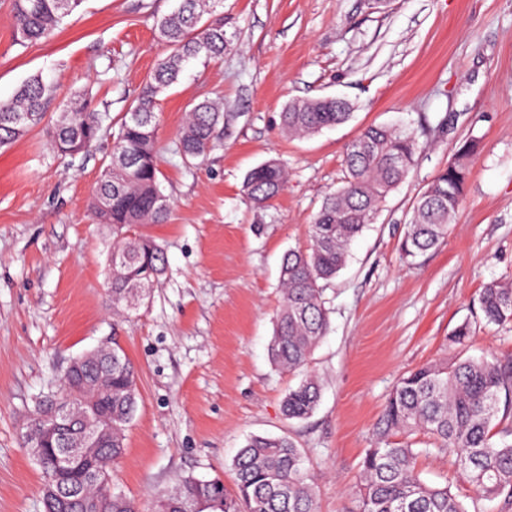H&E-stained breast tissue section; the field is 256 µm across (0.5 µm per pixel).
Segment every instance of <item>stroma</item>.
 Masks as SVG:
<instances>
[{"label": "stroma", "instance_id": "obj_1", "mask_svg": "<svg viewBox=\"0 0 512 512\" xmlns=\"http://www.w3.org/2000/svg\"><path fill=\"white\" fill-rule=\"evenodd\" d=\"M174 0H81L50 40L12 41L0 0V100L39 75L54 87L44 125L0 148V512H42L43 474L23 446L42 395L70 362L117 341L139 399L112 484L150 512L154 496L187 476L223 477L250 436L286 435L303 454L318 512H357L360 465L398 380L454 359L512 356V324L478 322L488 284L512 283V0H224L231 40L221 61H193L159 98V181L171 211L137 226L166 253L164 274L136 311H112V227L90 208L112 153L104 135L87 153L54 154L47 134L74 91L118 119L168 49L155 21ZM343 97L346 123L292 138L280 114L295 99ZM219 98L230 115L202 163L172 151L188 110ZM418 138L417 162L350 246L324 290L328 330L307 366L323 395L288 420L281 404L300 374L278 370L267 346L281 305L279 270L306 246L324 198L345 174L347 146L371 125ZM470 136L479 150L453 230L405 263L399 244L416 196ZM279 160L284 191L253 208L249 170ZM469 321L465 350L449 341ZM429 483L470 495L448 450L415 434Z\"/></svg>", "mask_w": 512, "mask_h": 512}]
</instances>
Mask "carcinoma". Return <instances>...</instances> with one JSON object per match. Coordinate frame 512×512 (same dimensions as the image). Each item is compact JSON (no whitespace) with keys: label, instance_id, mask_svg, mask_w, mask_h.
I'll list each match as a JSON object with an SVG mask.
<instances>
[{"label":"carcinoma","instance_id":"1","mask_svg":"<svg viewBox=\"0 0 512 512\" xmlns=\"http://www.w3.org/2000/svg\"><path fill=\"white\" fill-rule=\"evenodd\" d=\"M80 0H12L13 39L22 45L50 38ZM223 0H179L176 8L156 22L159 40L169 53L155 67L138 97L118 119L112 132L110 163L91 201L94 216L112 225V310L138 306L165 270L162 247L146 235H132L140 224H162L170 201L160 190L156 135L157 97L178 82L186 63L199 57L219 61L229 40L224 20L213 17ZM49 86L40 76L27 81L7 101H0V147L11 144L42 124ZM352 104L342 98L294 100L281 112V128L293 137H309L350 119ZM107 113L96 110L85 93H75L56 118L50 145L61 156L87 151L112 125ZM224 125L218 103L195 105L174 152L184 161L205 159ZM478 141L461 142L448 166L427 185L414 203L400 243L402 256L413 261L440 245L456 222L469 166ZM418 142L410 130L390 126L366 128L347 148L343 185L326 196L310 225V245L291 249L280 269L282 303L274 321L268 352L274 366L295 372L309 361L328 329L323 287L346 266L353 240L372 223L381 203L407 177L416 163ZM287 183V171L276 160L251 169L243 188L249 203L264 208ZM487 324L512 323V284L491 283L478 299ZM91 382L112 375L103 386L100 403L112 409V447L96 448V458L118 460L125 448L127 427L138 404L135 369L122 347L112 343V359L100 357L86 366ZM50 391L39 401L30 430L40 434L43 416L66 391ZM321 399V384L304 377L282 401L288 419H306ZM512 414V359L463 358L422 365L400 378L380 419L378 446L368 448L361 461L358 512H481V503L500 500L512 507V429L493 440L492 424ZM423 433L439 448L455 454V467L468 483L473 508L449 487L427 484L416 466L417 451L410 436ZM56 445L45 446L36 458L44 477L43 491L77 480L55 464ZM235 488L228 491L217 476L209 480L184 478L158 493L153 512H317L313 482L298 448L287 436H253L233 461ZM102 478L83 479V502L69 512H136L120 492L112 501L101 495Z\"/></svg>","mask_w":512,"mask_h":512}]
</instances>
